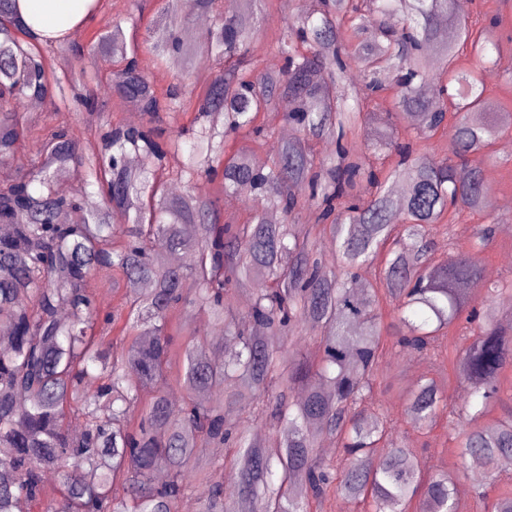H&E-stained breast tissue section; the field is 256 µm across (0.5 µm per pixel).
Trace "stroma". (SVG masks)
Here are the masks:
<instances>
[{"label": "stroma", "mask_w": 512, "mask_h": 512, "mask_svg": "<svg viewBox=\"0 0 512 512\" xmlns=\"http://www.w3.org/2000/svg\"><path fill=\"white\" fill-rule=\"evenodd\" d=\"M160 5L161 0H101L95 17L76 29L68 41L87 47L113 17L126 15L139 20L135 26L124 24L127 39L138 43L166 40L168 29L152 21ZM464 17L474 34L485 35L493 45L488 54L489 63L482 71L490 109L512 113V0H469ZM81 63L86 70V89L95 95L96 110L108 113L112 121L127 122L129 103L113 99L107 90L109 64L88 56L82 58ZM18 113L25 125L33 122L43 129L66 126L71 139L80 147L97 148L101 145L102 127L91 122L86 109L78 106L72 98H65L56 112L50 111L48 104L44 103L36 110L19 108ZM509 142L512 143V132L503 133L482 158L485 172L490 177L492 196L498 202L497 208L463 215L449 224L447 233L435 237L436 253L444 256L448 253L449 243L466 245L475 225L486 223L488 217H495L498 229L494 238L486 249L472 255L483 268L486 279L492 282L512 281V151L505 148ZM473 334V329L460 327L441 337L442 355L437 360L392 344L385 345L374 387V406L392 419L395 426L393 443L413 449L422 474L457 470V484L465 489L464 495L456 499L457 512H490L492 500L512 491V474L500 473L491 467L486 478L472 480L470 463L460 462L452 453L454 443L448 428V409H461L468 400V387L453 368V356L457 348L472 341ZM423 379L437 384L447 407L446 412L440 413L431 432L426 434L406 424L403 412L408 390Z\"/></svg>", "instance_id": "35a3bbf8"}]
</instances>
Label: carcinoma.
I'll list each match as a JSON object with an SVG mask.
<instances>
[{
    "instance_id": "carcinoma-1",
    "label": "carcinoma",
    "mask_w": 512,
    "mask_h": 512,
    "mask_svg": "<svg viewBox=\"0 0 512 512\" xmlns=\"http://www.w3.org/2000/svg\"><path fill=\"white\" fill-rule=\"evenodd\" d=\"M255 2L225 0L220 13L215 0H192L186 12L216 21L191 41L175 0L161 17L171 28L165 43H127L120 19L94 36V51L116 63L112 95L150 116L191 110L202 120L180 170L164 164L180 148L179 131L162 141L152 127L117 126L106 151L87 152L58 126L41 140L39 159L0 187V331L10 336L0 349V512H311L332 492L371 512L413 503L455 512L457 476L424 479L410 449L379 447L390 418L370 403L384 348L380 302L396 304V346L434 357L440 336L472 321L478 301L466 284L486 293L478 333L454 358L472 407L451 420L455 452L512 470V420L478 424L512 366V317L499 319L494 302L506 288L487 283L451 242L448 257L436 259L433 241L449 218L483 210L489 186L470 156L512 126V113L487 111L481 79L455 66L456 44L440 32L456 26L481 60L487 42L472 37L451 0H303L273 39L284 66L269 73L251 57ZM199 52L220 70L196 98L149 82L148 66L172 57L190 76ZM85 78L80 69L50 70L13 0H0V165L15 161L17 105L52 102ZM283 97L295 134L257 167L252 148L271 136L262 114ZM387 100L398 123L369 155L353 154L366 112ZM448 132L444 157L414 148ZM322 140L334 149L319 158L313 143ZM389 153L400 161L387 168ZM130 154L139 168L122 164ZM202 177L217 183L213 193L168 191L170 179L191 186ZM393 181L405 184L404 196L390 194ZM297 182L306 197L292 193ZM91 185L104 207L86 209ZM226 195L243 198L249 221H220ZM304 212L314 221H300ZM493 232L478 225L470 248L487 247ZM327 250L342 273L326 268ZM367 266L374 278L358 279ZM102 268L127 284L105 316L110 336L96 333L89 288ZM188 279L198 285L192 296ZM244 288L251 302L241 314ZM188 306L234 344L224 358L209 337L179 327ZM305 332L316 338L311 354L297 348ZM171 389L182 404L168 401ZM208 391L225 398L202 400ZM294 392L305 396L293 401ZM72 405L85 422L76 435L66 424ZM441 406L434 382H421L405 403L406 423L428 431ZM312 422L337 443L336 466L317 457ZM208 448L227 454L201 465ZM50 476L61 496L46 502Z\"/></svg>"
}]
</instances>
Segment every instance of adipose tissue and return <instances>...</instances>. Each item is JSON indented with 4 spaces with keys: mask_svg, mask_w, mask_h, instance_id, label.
<instances>
[{
    "mask_svg": "<svg viewBox=\"0 0 512 512\" xmlns=\"http://www.w3.org/2000/svg\"><path fill=\"white\" fill-rule=\"evenodd\" d=\"M94 0H17L16 14L42 42L71 32L87 21Z\"/></svg>",
    "mask_w": 512,
    "mask_h": 512,
    "instance_id": "obj_1",
    "label": "adipose tissue"
}]
</instances>
